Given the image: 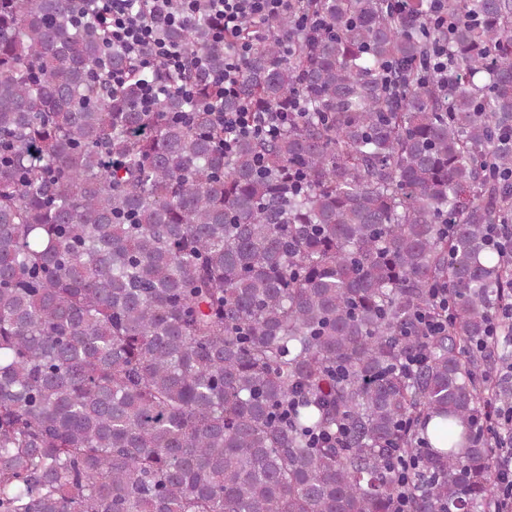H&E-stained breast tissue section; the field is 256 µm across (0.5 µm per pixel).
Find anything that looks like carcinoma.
Masks as SVG:
<instances>
[{"label": "carcinoma", "instance_id": "1", "mask_svg": "<svg viewBox=\"0 0 512 512\" xmlns=\"http://www.w3.org/2000/svg\"><path fill=\"white\" fill-rule=\"evenodd\" d=\"M80 8L0 0V512H490L512 0H446V27L428 0H296L234 96L196 78L197 54L224 68L205 0L164 31L183 71L122 88ZM145 77L169 87L151 112ZM193 80L226 112L305 113L226 155ZM431 74L439 87L447 93L462 79V76L448 64V44L439 46L435 51Z\"/></svg>", "mask_w": 512, "mask_h": 512}]
</instances>
